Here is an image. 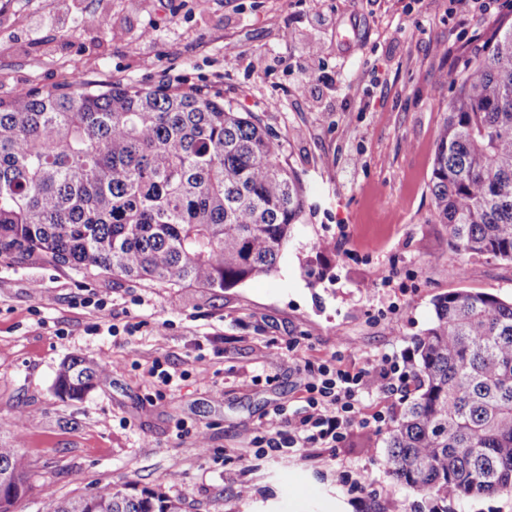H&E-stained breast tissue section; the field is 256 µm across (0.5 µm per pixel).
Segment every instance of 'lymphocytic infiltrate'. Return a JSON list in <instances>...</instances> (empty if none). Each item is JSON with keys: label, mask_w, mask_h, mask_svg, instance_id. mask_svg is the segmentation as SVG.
Here are the masks:
<instances>
[{"label": "lymphocytic infiltrate", "mask_w": 512, "mask_h": 512, "mask_svg": "<svg viewBox=\"0 0 512 512\" xmlns=\"http://www.w3.org/2000/svg\"><path fill=\"white\" fill-rule=\"evenodd\" d=\"M410 379L408 365L399 355L383 354L370 369L350 373L322 366L305 385L301 407L278 408L262 423L251 440L254 454L284 448H336L348 428L365 411L371 397L396 394Z\"/></svg>", "instance_id": "1"}]
</instances>
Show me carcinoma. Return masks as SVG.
Wrapping results in <instances>:
<instances>
[{"label":"carcinoma","mask_w":512,"mask_h":512,"mask_svg":"<svg viewBox=\"0 0 512 512\" xmlns=\"http://www.w3.org/2000/svg\"><path fill=\"white\" fill-rule=\"evenodd\" d=\"M436 135L434 214L459 252L512 261V24L457 70ZM280 144L252 112L199 87L80 81L0 99V257L85 276L224 290L272 274L304 212ZM416 338L417 394L386 440L384 465L425 495L512 493V301L472 290L433 302ZM101 363L63 361L54 388L80 400ZM27 491L28 460L0 448ZM50 512H183L160 489L105 484Z\"/></svg>","instance_id":"obj_1"}]
</instances>
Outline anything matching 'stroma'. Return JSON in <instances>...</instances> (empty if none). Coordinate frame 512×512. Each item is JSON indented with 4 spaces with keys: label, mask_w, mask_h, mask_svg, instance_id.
<instances>
[{
    "label": "stroma",
    "mask_w": 512,
    "mask_h": 512,
    "mask_svg": "<svg viewBox=\"0 0 512 512\" xmlns=\"http://www.w3.org/2000/svg\"><path fill=\"white\" fill-rule=\"evenodd\" d=\"M504 22L512 7L464 0H0V99L75 80L201 87L261 119L308 200L277 271L223 291L0 257V447L21 441L29 462L14 512L128 481L183 512H512V494L396 482L371 425L337 448L239 454L274 408L300 406L307 368L413 351L445 293L512 299V263L455 251L428 188L441 76ZM71 356L109 369L81 400L53 389Z\"/></svg>",
    "instance_id": "1"
}]
</instances>
